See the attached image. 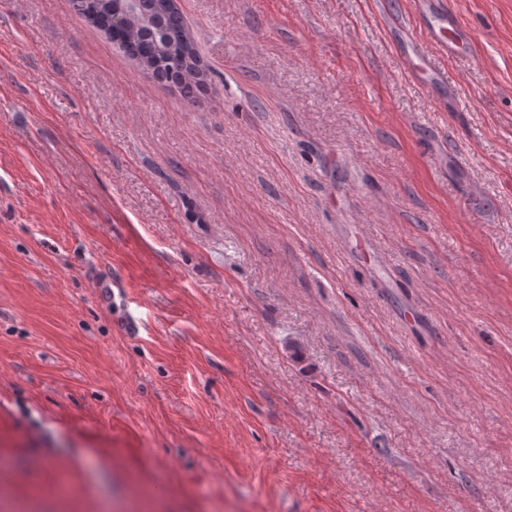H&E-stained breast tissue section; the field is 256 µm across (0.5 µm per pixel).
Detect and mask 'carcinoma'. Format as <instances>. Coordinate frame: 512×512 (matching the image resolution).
<instances>
[{
  "label": "carcinoma",
  "mask_w": 512,
  "mask_h": 512,
  "mask_svg": "<svg viewBox=\"0 0 512 512\" xmlns=\"http://www.w3.org/2000/svg\"><path fill=\"white\" fill-rule=\"evenodd\" d=\"M131 21L134 26L131 37L119 39L117 44L132 57L156 43L184 46L177 59L148 71L155 80L163 79L173 83L187 94L206 83L207 77L201 75L205 65L200 57L194 32L186 25L180 11L156 9L153 21L148 25L134 17Z\"/></svg>",
  "instance_id": "1"
}]
</instances>
